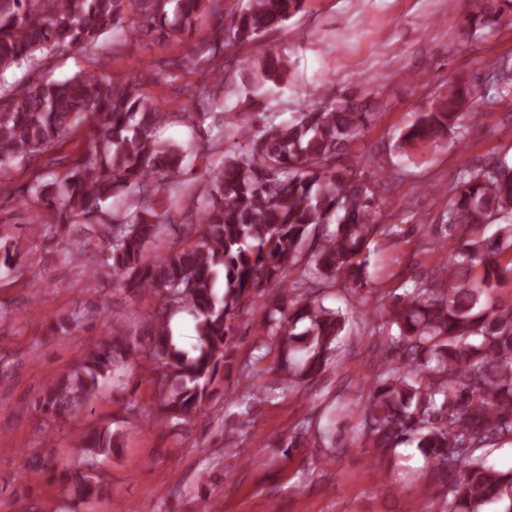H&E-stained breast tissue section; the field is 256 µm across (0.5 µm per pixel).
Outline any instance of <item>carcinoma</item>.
<instances>
[{
	"label": "carcinoma",
	"mask_w": 512,
	"mask_h": 512,
	"mask_svg": "<svg viewBox=\"0 0 512 512\" xmlns=\"http://www.w3.org/2000/svg\"><path fill=\"white\" fill-rule=\"evenodd\" d=\"M308 0H247L224 15V0H0V78L14 68H41L53 56L80 51L95 57L98 75H74L27 84L0 81V201L13 191L7 170L37 158L52 169L58 140L90 123L92 138L71 158L63 177H34L26 186L37 207L35 231L54 235L82 225L71 243L73 259L100 248L90 273L114 277L126 291L156 301L148 343L114 328L98 346L43 387L38 407L65 418L95 398L100 380L117 374L139 347L154 376L161 413L186 419L205 408L230 362L234 321L254 298L276 286L278 302L264 315L270 372L293 391L326 371L337 356L349 312L324 304L326 289L366 284L370 245L397 236L398 224H379L381 194L389 182L354 179L341 167L345 150L368 113L351 95L325 90L320 99L280 123L263 112L224 146V49L253 44L305 11ZM134 10L137 21L124 27ZM216 18V34L198 43L182 66L204 74L191 105L178 117L201 132L196 150L224 151L218 169L204 170L197 192L205 206L182 211L177 189L185 155L153 137L170 119L132 80L106 73L114 47L146 34L182 41L203 12ZM512 14V0H478L466 21L472 33ZM288 56L257 58L253 86L288 74ZM512 95V61L499 63L491 83ZM484 84L448 83V95L399 138L403 152L436 144L471 116ZM439 224L442 263L401 294L375 296L374 318L358 312L362 332L378 337L369 391L356 405L359 430L378 458L410 445L422 455L426 476L441 486L438 512H512V468L486 461L487 452L512 444V304L493 292L512 276V162L506 158L459 172ZM125 197L120 207H107ZM496 224L490 236L472 229ZM170 240L166 254L151 250ZM193 316L194 343L174 341L172 317ZM329 451L338 445L335 422L306 417L280 441L299 448L309 438ZM116 433H87L83 464L112 453Z\"/></svg>",
	"instance_id": "carcinoma-1"
}]
</instances>
